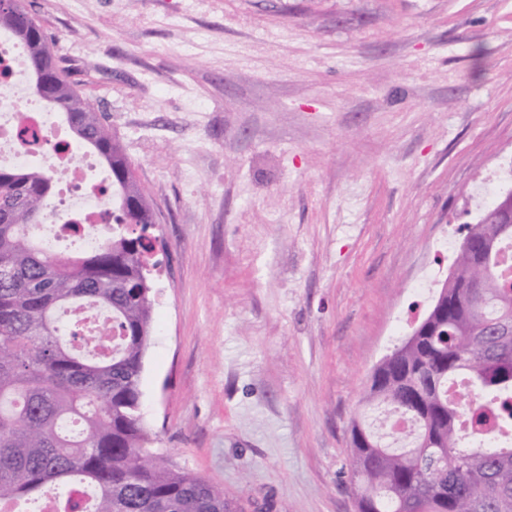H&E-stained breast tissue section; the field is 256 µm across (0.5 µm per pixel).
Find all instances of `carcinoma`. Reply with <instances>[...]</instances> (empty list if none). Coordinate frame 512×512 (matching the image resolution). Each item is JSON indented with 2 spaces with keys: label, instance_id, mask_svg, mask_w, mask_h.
<instances>
[{
  "label": "carcinoma",
  "instance_id": "obj_1",
  "mask_svg": "<svg viewBox=\"0 0 512 512\" xmlns=\"http://www.w3.org/2000/svg\"><path fill=\"white\" fill-rule=\"evenodd\" d=\"M0 29L26 49L49 105L110 175L114 222L92 251L62 258L39 237L61 174L0 167V512L36 501L54 512H240L224 490L154 452L142 413L141 379L154 320L157 211L123 147L53 56L49 36L21 0H0ZM482 222L460 228L454 273L424 318L372 373L364 413L351 427L350 478L358 512H512V446L475 448L473 430L512 429V336H487L512 320V277L498 273L512 243L479 199ZM473 280L482 287L472 288ZM108 314L112 335L91 336L80 309ZM481 394L458 405L451 390ZM411 427L392 448L367 416Z\"/></svg>",
  "mask_w": 512,
  "mask_h": 512
}]
</instances>
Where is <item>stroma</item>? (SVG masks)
<instances>
[{
    "label": "stroma",
    "mask_w": 512,
    "mask_h": 512,
    "mask_svg": "<svg viewBox=\"0 0 512 512\" xmlns=\"http://www.w3.org/2000/svg\"><path fill=\"white\" fill-rule=\"evenodd\" d=\"M160 215L155 450L242 512H356L350 426L512 159V0H24Z\"/></svg>",
    "instance_id": "stroma-1"
}]
</instances>
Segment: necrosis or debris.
Instances as JSON below:
<instances>
[{
  "label": "necrosis or debris",
  "mask_w": 512,
  "mask_h": 512,
  "mask_svg": "<svg viewBox=\"0 0 512 512\" xmlns=\"http://www.w3.org/2000/svg\"><path fill=\"white\" fill-rule=\"evenodd\" d=\"M35 131L40 148L31 147L22 130ZM91 154L70 149L64 126L52 120L27 89L24 47L5 31L0 32V167L38 168L52 173L65 169L67 177L55 201L56 211L81 216L85 230L81 242L94 248L103 224L110 222L112 198L104 184L92 180Z\"/></svg>",
  "instance_id": "obj_1"
}]
</instances>
